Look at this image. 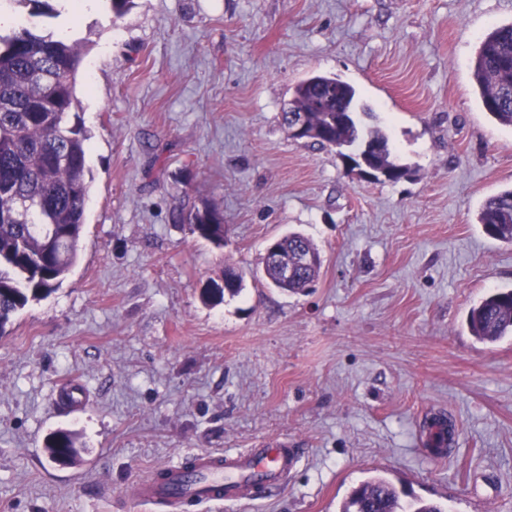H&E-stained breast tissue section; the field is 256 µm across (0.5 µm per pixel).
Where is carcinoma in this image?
<instances>
[{"label":"carcinoma","mask_w":512,"mask_h":512,"mask_svg":"<svg viewBox=\"0 0 512 512\" xmlns=\"http://www.w3.org/2000/svg\"><path fill=\"white\" fill-rule=\"evenodd\" d=\"M84 54L83 41L21 27L0 33V334L10 316L29 298L55 288L75 265L84 230L89 184L86 179L87 135L72 121L78 107L76 76ZM483 110L500 125L512 127V24L494 28L481 42L474 62ZM293 103L311 128L336 132L319 144L342 157L377 148L382 167H396L388 139L380 130L363 131L357 118L356 89L336 77L313 74L296 84ZM173 221L188 224L199 236L221 246L224 222L208 205L185 200ZM477 223L491 238L512 243V188L489 197ZM279 263L288 266V280L266 268L269 284L291 293L316 283L322 267L317 246L299 232L274 239ZM315 261L304 265L303 256ZM466 324L479 342L496 343L512 335V289H496L470 307ZM455 423L443 414L432 417L427 447L442 453L452 440ZM77 461L74 436L58 432L45 451L62 449ZM339 512H444L433 503H405L396 487L381 475L353 488Z\"/></svg>","instance_id":"cac0c4a2"}]
</instances>
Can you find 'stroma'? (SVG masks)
<instances>
[{
  "instance_id": "35a3bbf8",
  "label": "stroma",
  "mask_w": 512,
  "mask_h": 512,
  "mask_svg": "<svg viewBox=\"0 0 512 512\" xmlns=\"http://www.w3.org/2000/svg\"><path fill=\"white\" fill-rule=\"evenodd\" d=\"M9 0L84 39L77 112L89 193L76 265L0 335V512H157L133 481L195 452L288 440L287 481L223 512H339L384 475L403 499L512 512V337L485 345L471 303L512 288V244L476 217L512 186V128L483 111L482 40L512 0ZM314 72L353 85L364 126L408 178L347 173L281 114ZM216 209L224 244L172 223L184 199ZM304 234L324 260L313 290L269 286L271 240ZM243 289L204 301L225 267ZM80 380L85 401L58 395ZM450 415V456L425 446ZM71 432L80 461L45 451Z\"/></svg>"
}]
</instances>
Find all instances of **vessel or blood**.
<instances>
[{
    "label": "vessel or blood",
    "instance_id": "obj_1",
    "mask_svg": "<svg viewBox=\"0 0 512 512\" xmlns=\"http://www.w3.org/2000/svg\"><path fill=\"white\" fill-rule=\"evenodd\" d=\"M193 461L201 476L197 484H182V465L177 462L134 481L129 489L131 497L144 504L169 507L172 512H180L183 502L191 499L211 512L224 502L250 495L255 485L279 484L297 465L299 453L287 441L277 440L248 453H200Z\"/></svg>",
    "mask_w": 512,
    "mask_h": 512
}]
</instances>
